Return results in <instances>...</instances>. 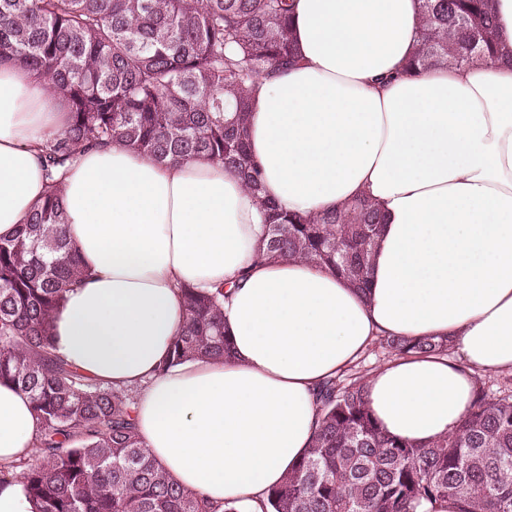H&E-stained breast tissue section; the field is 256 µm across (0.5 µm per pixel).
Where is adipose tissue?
Here are the masks:
<instances>
[{
	"label": "adipose tissue",
	"instance_id": "1",
	"mask_svg": "<svg viewBox=\"0 0 512 512\" xmlns=\"http://www.w3.org/2000/svg\"><path fill=\"white\" fill-rule=\"evenodd\" d=\"M418 0H294L302 61L261 76L250 151L264 193L308 215L359 195L384 213L367 290L303 260L259 261L262 215L223 164H161L123 144L62 175L66 235L89 273L53 316V352L139 390L136 431L186 489L263 512L310 447L315 390L382 337L447 336L368 379L388 434L429 443L470 408L476 372H512V60L405 67ZM66 120L48 84L0 63V237L46 195L40 158ZM223 287L229 360L164 368L182 286ZM41 436L27 394L0 384V512H34L16 466Z\"/></svg>",
	"mask_w": 512,
	"mask_h": 512
}]
</instances>
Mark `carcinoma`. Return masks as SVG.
<instances>
[{
    "label": "carcinoma",
    "instance_id": "cac0c4a2",
    "mask_svg": "<svg viewBox=\"0 0 512 512\" xmlns=\"http://www.w3.org/2000/svg\"><path fill=\"white\" fill-rule=\"evenodd\" d=\"M422 30L406 70L501 57L495 0H418ZM290 0H0V60L47 81L68 114L41 149L48 191L0 239V383L28 394L41 423L34 459L19 463L37 512H240L182 490L141 445L133 390L79 374L53 351L51 323L68 288L88 277L65 231L58 172L81 148L119 141L160 163L221 162L265 211L259 260L303 259L365 284L379 213L359 198L318 216L261 196L248 149L259 78L295 66ZM185 329L165 370L198 357L230 359L224 288L181 287ZM390 354H446L447 338L378 340ZM312 445L271 488L264 512H512V394L477 388L448 436L412 444L372 414L367 378L323 381Z\"/></svg>",
    "mask_w": 512,
    "mask_h": 512
}]
</instances>
